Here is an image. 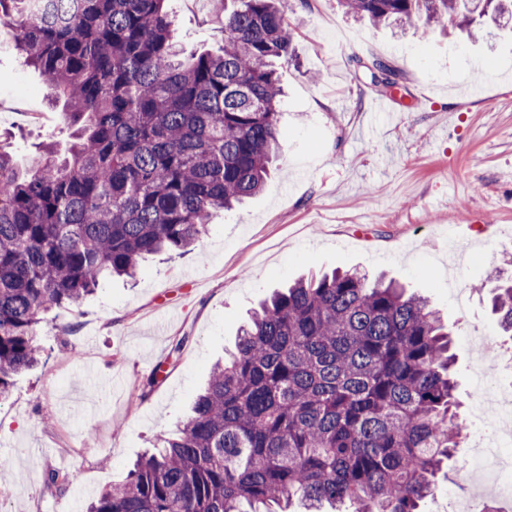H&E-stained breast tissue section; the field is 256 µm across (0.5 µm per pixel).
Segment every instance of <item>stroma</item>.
<instances>
[{
  "label": "stroma",
  "instance_id": "stroma-1",
  "mask_svg": "<svg viewBox=\"0 0 512 512\" xmlns=\"http://www.w3.org/2000/svg\"><path fill=\"white\" fill-rule=\"evenodd\" d=\"M187 49L224 44V0H170ZM296 60L279 66L284 153L263 191L220 213L195 250L149 257L135 281L106 279L77 309L50 312L40 364L0 403V512H83L182 425L213 364L272 289L334 268L386 275L426 297L452 334L460 418L472 377L512 384L476 330H495L490 274L512 255V38L452 27L399 31L336 0H288ZM380 59L401 84L396 123L367 124ZM0 135L17 157L66 142L47 89L14 47L0 52ZM187 337L179 358L175 338ZM158 383L148 397L139 388ZM50 470L74 484L57 493Z\"/></svg>",
  "mask_w": 512,
  "mask_h": 512
}]
</instances>
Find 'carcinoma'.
<instances>
[{
	"mask_svg": "<svg viewBox=\"0 0 512 512\" xmlns=\"http://www.w3.org/2000/svg\"><path fill=\"white\" fill-rule=\"evenodd\" d=\"M0 0L14 49L63 101L67 155L0 149V402L44 353L43 315L74 308L146 256L181 254L219 211L259 194L280 153L281 82L295 57L287 0H224L220 53L183 56L168 0ZM373 26L455 19L512 31L506 0H337ZM377 88L385 61L364 65ZM492 311L512 339V278ZM449 333L426 301L358 270L301 279L251 316L192 415L88 512H422L460 446ZM64 493L71 474L51 470Z\"/></svg>",
	"mask_w": 512,
	"mask_h": 512,
	"instance_id": "carcinoma-1",
	"label": "carcinoma"
}]
</instances>
